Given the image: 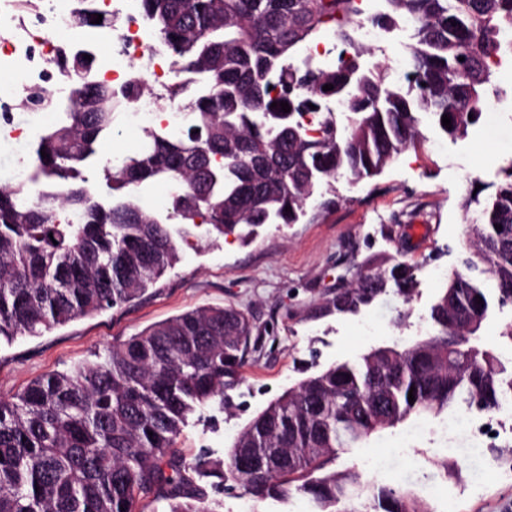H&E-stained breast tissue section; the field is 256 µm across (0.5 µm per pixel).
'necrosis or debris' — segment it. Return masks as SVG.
Here are the masks:
<instances>
[{
	"mask_svg": "<svg viewBox=\"0 0 512 512\" xmlns=\"http://www.w3.org/2000/svg\"><path fill=\"white\" fill-rule=\"evenodd\" d=\"M95 5L112 14L117 25L80 36L72 26V0H37L36 8L27 12L21 9L20 0H0V32L9 41L6 51L0 52V68L12 77L9 85L0 87V145L20 152L17 178L27 174V151L41 127L36 112L28 123L19 122L17 99L29 86L50 90L58 98L67 95L69 80L57 63L59 48L89 55L90 78L111 84L113 94L119 96L136 75L163 87L174 79V54L158 41L140 11L139 0H96ZM111 40L119 41V51L100 54L99 45ZM180 112L176 99H169L163 108L156 98L142 96L128 105L126 122L138 128L146 123L173 125Z\"/></svg>",
	"mask_w": 512,
	"mask_h": 512,
	"instance_id": "obj_1",
	"label": "necrosis or debris"
}]
</instances>
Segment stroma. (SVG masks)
<instances>
[{
	"label": "stroma",
	"instance_id": "obj_1",
	"mask_svg": "<svg viewBox=\"0 0 512 512\" xmlns=\"http://www.w3.org/2000/svg\"><path fill=\"white\" fill-rule=\"evenodd\" d=\"M422 145L404 152L384 172L320 209L307 204L294 224L265 226L250 244L234 238L182 245L181 262L139 299L79 318L41 336L0 345V396L11 395L51 371L91 359L145 327L202 306L233 305L259 331L242 381L229 392L231 407L198 410L181 432L176 453L223 459L238 434L270 402L306 377L335 363L356 361L377 347L406 345L430 328L429 310L466 256V217L460 202L470 191L487 198L499 167L512 164V97L484 116L466 138L424 128ZM418 266L411 302L379 296L357 313H320L347 273L397 263ZM444 417L408 419L353 449L337 469L353 466L373 480L396 475L433 512H512V436L480 444L448 439ZM455 460L442 470L437 462ZM223 512H310L299 494L255 500L226 490Z\"/></svg>",
	"mask_w": 512,
	"mask_h": 512
}]
</instances>
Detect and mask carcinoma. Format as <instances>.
<instances>
[{"label": "carcinoma", "mask_w": 512, "mask_h": 512, "mask_svg": "<svg viewBox=\"0 0 512 512\" xmlns=\"http://www.w3.org/2000/svg\"><path fill=\"white\" fill-rule=\"evenodd\" d=\"M383 2L367 14L358 0H140L156 36L174 46L177 72L199 88L179 79L169 87L182 102L180 126L146 127L120 167L105 162L102 198L79 184L82 168L98 163L113 113L150 93L148 83L133 81L121 99L89 79L73 99L29 91L19 110L52 108L57 119L32 147L28 179L0 184V341L140 298L180 261L192 227L200 238L247 243L266 224L296 223L323 188L373 178L423 142L421 112L451 137L467 134L488 94L499 93L494 59L512 58L503 39L512 0ZM99 13L78 0L74 28H95ZM400 20L415 39L406 65L416 88L405 92L385 67L362 64L368 47L355 37L366 24L387 30ZM330 25L349 56L313 67L305 53ZM58 64L70 77L87 75L88 61L68 49ZM326 99L341 104L344 120L323 112L313 135L300 116ZM496 177L489 201L462 203L474 214L465 270L431 305L426 335L301 380L249 422L225 461L185 462L175 445L198 409L224 407L242 378L254 326L234 306L185 311L1 396L0 512H137L148 496L167 512H222L228 481L256 499L296 491L315 512L340 504L341 512H433L402 479L378 483L332 465L411 417L490 414L512 394V364L481 333L486 283L499 305H512V163ZM156 180L171 185L163 215L141 198ZM417 270L359 271L336 287L332 308L356 313L389 287L408 301Z\"/></svg>", "instance_id": "cac0c4a2"}]
</instances>
